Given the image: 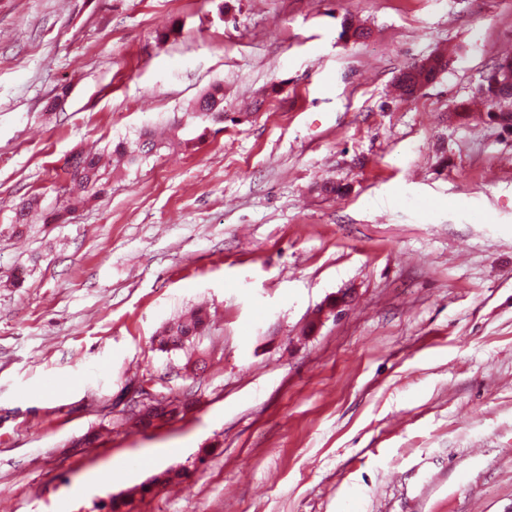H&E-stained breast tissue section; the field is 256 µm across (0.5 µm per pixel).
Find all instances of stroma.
I'll return each instance as SVG.
<instances>
[{
  "mask_svg": "<svg viewBox=\"0 0 512 512\" xmlns=\"http://www.w3.org/2000/svg\"><path fill=\"white\" fill-rule=\"evenodd\" d=\"M508 53L512 0H0V512H95L169 468L133 512H512V134L451 114ZM214 82L222 131L13 224L74 151ZM148 378L183 419L138 426ZM429 65L426 70H422L413 74L407 71L412 67V63L407 64L400 70L401 77H397L395 82V90L401 99H407L411 94V87L417 82L434 84L436 83L448 69V57L439 50H435L426 56ZM207 312L202 308L192 310L168 323L160 333L159 345L165 350L178 349L190 341L204 327Z\"/></svg>",
  "mask_w": 512,
  "mask_h": 512,
  "instance_id": "1",
  "label": "stroma"
}]
</instances>
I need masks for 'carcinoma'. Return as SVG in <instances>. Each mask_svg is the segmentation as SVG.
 Here are the masks:
<instances>
[{
  "instance_id": "obj_1",
  "label": "carcinoma",
  "mask_w": 512,
  "mask_h": 512,
  "mask_svg": "<svg viewBox=\"0 0 512 512\" xmlns=\"http://www.w3.org/2000/svg\"><path fill=\"white\" fill-rule=\"evenodd\" d=\"M428 68L417 73L410 72L411 65H406L400 70L401 77L396 79L395 90L401 99H406L411 94V87L417 82L434 84L448 69V57L439 50H435L427 56ZM505 72H512V57H501L493 60L487 67L480 90L481 100L485 115L489 122L499 125L506 131L512 130V98L505 99L501 96V88L498 87L496 77ZM192 118L204 124L202 131L191 138H182L179 132L186 129L187 125L177 120L170 125L171 134L165 139L157 137L154 130L146 127L142 129L135 140H122L115 144L112 153L123 159L128 165H135L156 153L163 144L169 143L189 150L197 145L209 130L207 124L224 122V89L221 85L212 86L194 104L191 109ZM107 163L105 154L94 151H76L67 160V174L70 183L78 189L66 193L65 200L59 207L46 211L44 221L55 223L65 219L84 207L92 198L105 190L107 179L105 177ZM41 208V199L38 195H32L22 199L14 206V223H29L30 215ZM207 320V312L201 308L192 310L186 315L180 316L168 323L160 333L159 345L165 350L178 349L187 341L196 336L204 327ZM188 406L177 404L164 396L148 400L138 408L134 416L137 422L144 428H149L157 423H167L179 415L185 414ZM183 477L180 469H167L154 476L152 482L134 488L125 498L118 501L111 500L108 512H121L133 504L137 495L145 496L152 492L155 485L165 486Z\"/></svg>"
}]
</instances>
